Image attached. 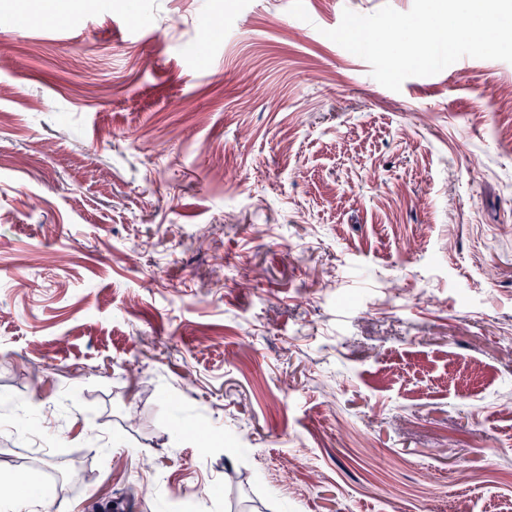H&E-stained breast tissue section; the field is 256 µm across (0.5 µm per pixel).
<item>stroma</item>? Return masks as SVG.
Returning a JSON list of instances; mask_svg holds the SVG:
<instances>
[{"mask_svg": "<svg viewBox=\"0 0 512 512\" xmlns=\"http://www.w3.org/2000/svg\"><path fill=\"white\" fill-rule=\"evenodd\" d=\"M387 4L0 0V485L512 512V63L388 90Z\"/></svg>", "mask_w": 512, "mask_h": 512, "instance_id": "1", "label": "stroma"}]
</instances>
